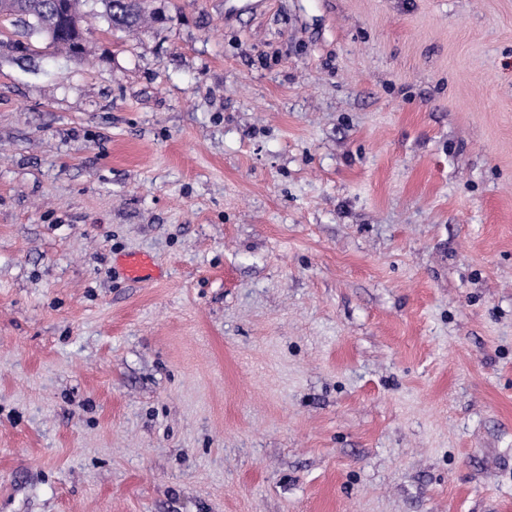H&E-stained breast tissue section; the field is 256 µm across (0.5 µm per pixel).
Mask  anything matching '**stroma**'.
Listing matches in <instances>:
<instances>
[{
  "instance_id": "stroma-1",
  "label": "stroma",
  "mask_w": 512,
  "mask_h": 512,
  "mask_svg": "<svg viewBox=\"0 0 512 512\" xmlns=\"http://www.w3.org/2000/svg\"><path fill=\"white\" fill-rule=\"evenodd\" d=\"M151 6L0 35V512H512V0ZM101 5L98 15L106 22L108 29L124 25L120 31H134L142 27L151 12L145 1L96 0ZM117 265L120 272L133 281H147L157 276L152 257L144 253L123 254Z\"/></svg>"
}]
</instances>
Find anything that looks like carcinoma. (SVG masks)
<instances>
[{
    "label": "carcinoma",
    "mask_w": 512,
    "mask_h": 512,
    "mask_svg": "<svg viewBox=\"0 0 512 512\" xmlns=\"http://www.w3.org/2000/svg\"><path fill=\"white\" fill-rule=\"evenodd\" d=\"M101 5L99 16L107 27L122 25L126 31L142 27L150 16L144 0H97ZM0 11L11 19L24 20L31 35L48 34L53 17H68L69 25L61 28V34L52 37L48 47L55 51L64 50L72 55L83 52V0H0Z\"/></svg>",
    "instance_id": "cac0c4a2"
}]
</instances>
